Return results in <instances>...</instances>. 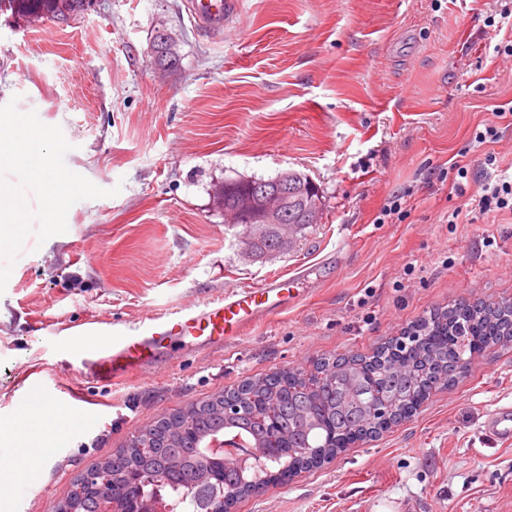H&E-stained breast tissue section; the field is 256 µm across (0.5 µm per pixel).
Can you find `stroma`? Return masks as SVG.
I'll return each mask as SVG.
<instances>
[{"instance_id":"obj_1","label":"stroma","mask_w":512,"mask_h":512,"mask_svg":"<svg viewBox=\"0 0 512 512\" xmlns=\"http://www.w3.org/2000/svg\"><path fill=\"white\" fill-rule=\"evenodd\" d=\"M499 0H237L222 30L195 24L189 0H93L68 21L0 8V113L49 132L59 173L88 191L43 225L45 191L0 164L29 201L0 243V451L21 426L23 382L39 371L46 406L82 394L46 463L0 480V512H54L72 484L140 430L246 379L371 354L431 312L512 299V216L451 224L484 179L483 154L512 166V59L486 35ZM178 40L161 67L159 31ZM503 118H496V111ZM500 137L473 152L474 129ZM465 159L456 190L446 172ZM294 169L319 187L321 218L268 261L248 263L212 204L227 179ZM411 190L399 218H382ZM297 291L282 313L235 341L172 343L146 373L88 379L77 341L136 334L259 288ZM512 406V343L475 354L453 386L336 459L271 482L231 512H512V444L485 430Z\"/></svg>"}]
</instances>
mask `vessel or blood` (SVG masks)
<instances>
[{
  "mask_svg": "<svg viewBox=\"0 0 512 512\" xmlns=\"http://www.w3.org/2000/svg\"><path fill=\"white\" fill-rule=\"evenodd\" d=\"M193 17L205 29L220 28L228 10L227 0H193ZM291 299L281 281L269 280L255 290H236L196 312L174 318L154 319L145 335L117 344L94 346L84 364L97 381H115L150 371L160 363L167 343L190 339L200 348H213L233 340L256 322L282 312ZM487 432L496 439L512 440V410L492 412Z\"/></svg>",
  "mask_w": 512,
  "mask_h": 512,
  "instance_id": "b4317fda",
  "label": "vessel or blood"
}]
</instances>
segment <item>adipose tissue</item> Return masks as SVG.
I'll return each mask as SVG.
<instances>
[{
  "instance_id": "adipose-tissue-1",
  "label": "adipose tissue",
  "mask_w": 512,
  "mask_h": 512,
  "mask_svg": "<svg viewBox=\"0 0 512 512\" xmlns=\"http://www.w3.org/2000/svg\"><path fill=\"white\" fill-rule=\"evenodd\" d=\"M49 143L47 134L34 131L26 114L12 112L0 115V162L22 167L30 182L45 188L44 205L50 220L46 222L44 232L51 236L57 229L53 218L59 211L61 198L76 189L79 182L55 170ZM27 215V199L0 183V240L17 237ZM68 426L69 421L63 416H35L33 423L22 428L14 440L15 447L26 453V460L16 465L0 462V475L14 470L26 473L37 471L48 452V437Z\"/></svg>"
}]
</instances>
